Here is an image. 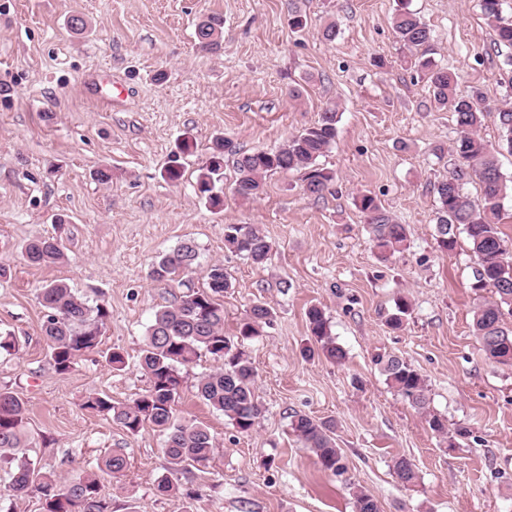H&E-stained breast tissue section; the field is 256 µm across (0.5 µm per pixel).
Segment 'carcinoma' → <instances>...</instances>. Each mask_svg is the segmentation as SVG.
I'll use <instances>...</instances> for the list:
<instances>
[{"label":"carcinoma","instance_id":"carcinoma-1","mask_svg":"<svg viewBox=\"0 0 512 512\" xmlns=\"http://www.w3.org/2000/svg\"><path fill=\"white\" fill-rule=\"evenodd\" d=\"M480 2L493 31L494 43L512 46V20L503 18L502 0ZM223 27L224 19L218 15L201 19L195 29L199 48L208 52L221 50ZM392 28L400 43L420 52L414 66L428 76L438 107L455 116L459 134L455 146L457 163L448 176L434 184L438 200V242L443 249L451 251L456 245L457 230L466 233L475 258L470 288L478 296L486 291L497 296L494 301L477 304L473 315L474 335L488 358L511 366L512 324L505 321L502 306H512V251L498 227L507 184L495 148L480 134L488 112L485 97L479 92L460 94L455 70L439 67L427 57L431 30L415 13L405 8L398 10ZM496 117L504 141L512 150V107L498 109ZM339 121L336 107H327L313 125L291 136L279 149L241 154L236 161L235 193L242 199H255L263 193L268 174L294 170L303 174L309 195H322L333 175L321 167L319 158L335 141ZM228 146V139L215 136L197 177L199 193L217 209L224 205L220 184L224 180V155ZM472 175L481 184V198L477 201L463 190L464 181ZM358 208L366 218L373 247L382 259H389L407 241L406 225L394 222L370 194L360 196ZM224 246L257 267L264 266L273 251L271 242L254 224L225 225ZM24 252L28 262L37 266L64 258L62 245L54 236L29 240ZM197 258L193 244H182L160 256L150 276L159 283L171 281L179 272L192 268ZM206 279V288L193 290L177 303L155 312L138 357V367L148 379L146 389L126 404L116 405L112 399L98 394L88 396L83 403L87 409L110 416L112 422L131 434L139 432L144 424H151L165 436L164 453L171 468L176 470L208 464L216 449L207 427L183 422L175 409L183 382L182 369L201 354L206 353L221 363L217 370L197 380V395L201 400L222 412L241 433L251 431L263 413L255 394L254 367L235 339L224 335V306L220 298L231 283L224 275L223 265H210ZM40 302L45 310L41 332L50 358L55 370L66 374L82 355L98 349L108 312L101 304L89 305L63 282L43 286ZM273 315L266 303H253L240 326L238 339L243 341L259 335ZM306 316L308 329L322 354L336 363L343 362L346 352L336 343L325 312L312 306ZM376 364L380 365L387 384L424 414L430 430L442 436L448 434L446 420L429 409L425 379L411 364L397 356L379 358ZM290 427L322 468L334 474L344 471L333 420L295 414ZM28 447L24 402L15 393L0 389V466L8 468L12 499L36 492L44 500V512H107L96 474L73 478L48 474L30 458ZM127 465L122 449L114 448L98 469L118 474ZM392 471L403 485H412L418 479L416 466L404 456L393 460ZM352 497L354 512H382L379 501L368 492L358 488Z\"/></svg>","mask_w":512,"mask_h":512}]
</instances>
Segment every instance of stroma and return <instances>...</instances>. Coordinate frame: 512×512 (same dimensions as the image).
Returning a JSON list of instances; mask_svg holds the SVG:
<instances>
[{
	"instance_id": "1",
	"label": "stroma",
	"mask_w": 512,
	"mask_h": 512,
	"mask_svg": "<svg viewBox=\"0 0 512 512\" xmlns=\"http://www.w3.org/2000/svg\"><path fill=\"white\" fill-rule=\"evenodd\" d=\"M308 25L288 24V5ZM432 32L435 59L459 74L458 88L480 90L493 107L512 103V49L497 47L479 0H407ZM397 0H0V331L14 354L0 355V388L25 402L28 453L44 472L72 477L97 469L112 449L128 467L101 476L110 512H176L157 491L161 477L193 489L189 512H353L352 488L383 512H512V367L489 360L472 333L476 300L465 234L440 247L433 185L453 167L458 131L410 66L413 50L392 31ZM82 14L87 32L66 27ZM224 19L223 47L198 48L195 27ZM336 22L334 41L323 40ZM299 97H290V89ZM341 120L320 157L334 180L322 197L300 173L266 178L260 198L234 192L240 152L273 151L312 125L327 106ZM224 157V209L209 208L197 176L216 134ZM183 176L161 172L182 135ZM442 154H435V146ZM111 167L103 185L93 171ZM408 228V240L378 260L362 192ZM228 224H255L273 245L257 268L224 247ZM61 236L65 257L33 266L24 246ZM198 249L193 271L169 283L150 276L154 261L186 241ZM222 263L231 286L222 299L224 333L235 336L248 307L274 311L260 336L240 348L256 370L262 417L248 433L196 395L199 377L218 364L204 355L184 370L182 420L216 441L205 466L170 470L164 439L151 425L129 434L87 396L127 403L147 386L137 367L155 312L205 288V270ZM62 281L108 317L97 351L58 373L41 335L43 285ZM411 310L402 330L388 319L399 297ZM323 308L347 353L344 363L306 357L315 349L306 312ZM127 358L115 370L105 353ZM397 356L426 380L430 408L464 427L449 443L391 389L375 360ZM295 414L331 418L345 471H326L289 427ZM415 464L404 486L393 458Z\"/></svg>"
}]
</instances>
